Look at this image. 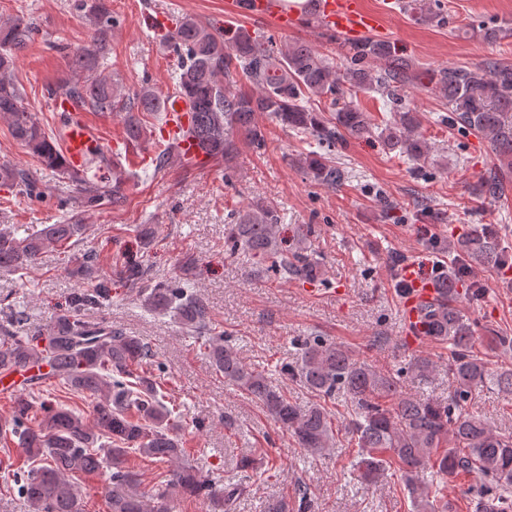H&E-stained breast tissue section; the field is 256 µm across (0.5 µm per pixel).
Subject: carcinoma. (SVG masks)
I'll use <instances>...</instances> for the list:
<instances>
[{
  "label": "carcinoma",
  "instance_id": "1",
  "mask_svg": "<svg viewBox=\"0 0 512 512\" xmlns=\"http://www.w3.org/2000/svg\"><path fill=\"white\" fill-rule=\"evenodd\" d=\"M76 6L94 27V35L72 59L82 77L65 89V95L78 104L88 102L100 112L128 113L127 138L137 141L142 132L140 115L164 111V97L145 84L129 99L117 80L98 73L114 25L109 0H76ZM402 8L420 21L445 24L440 0H409ZM33 30V23L20 17L0 23V118L8 121L13 138L29 154L66 175L85 203L118 207L125 200L122 184L99 175L104 159L93 157L81 168L68 166L56 137L25 106L14 69L17 54ZM162 44L179 58L172 74L174 91L188 98L189 132L210 158L231 157L239 138L262 148L265 137L255 117L267 113L282 126L312 137L318 150L301 158L302 168L321 185L340 186L345 171L337 165L333 148L348 135L363 137L376 128L351 96L374 91L391 106V119L382 132L387 149L414 162L423 161L428 145L417 133L419 118L405 102L406 87L417 80L448 100L452 127L485 138L498 161L496 169L512 174V66L487 61L472 68L419 73L394 46L372 38L344 43L346 63L339 66L309 45L279 48L269 37L252 35L243 28L220 32L191 16L162 34ZM239 75L250 89L238 86ZM313 96L343 100L333 124H324L303 105ZM0 181L40 200L47 197L37 178L24 170L1 165ZM278 230L274 211L257 204L229 225L227 246L233 253L252 256L280 278H309L316 269L305 247L312 227L294 228L295 246L289 255L278 240ZM84 232L83 224H45L18 238L1 229L0 270L26 274L49 246L71 247ZM461 247L468 254L502 264L512 261L496 251L481 232L461 240ZM95 274L90 255L69 270V275L87 280ZM117 275L140 289L149 310L171 313L187 330L205 335L215 371L239 391L258 399L299 447L313 454L332 447L340 428L330 410L321 404L302 408L270 385L262 371L240 358L225 332L216 330L208 303L192 289L180 284L152 285L137 263L121 267ZM458 282L450 275L442 277L441 298L419 306L426 325L422 339L451 345L448 401L402 391V375L428 378L436 368L431 359L417 356L403 370L384 373L346 347L318 336L301 340L300 362L288 373L323 399L345 396L350 406L345 430L355 444L360 481L373 483L397 464L404 471L414 512H448V501L430 500L415 476L425 471L438 477L464 475L471 481L468 493L474 498L475 512H512V434L498 433L486 421L464 412L475 392L493 381L512 394V369L494 375L475 351L476 325L455 306ZM106 299L102 288L76 294L70 309L53 317L45 336L16 335V318L0 326L1 378L30 364L50 368L23 379L20 388L8 394L10 418L0 420V435L15 437L25 452L23 464L12 473L17 493L34 512H82L75 477L105 467L110 469L106 488L110 512H172L176 494L205 496L222 512L224 503L234 501L245 489L237 485L217 489L184 462L185 450L176 436L181 424L149 370L154 366L163 371L151 347L143 338L129 336L104 320L80 315L82 309ZM55 379L67 384L71 394L92 399V420L84 419L64 401L44 398ZM130 452L170 463L169 479L141 489L140 475L125 465Z\"/></svg>",
  "mask_w": 512,
  "mask_h": 512
}]
</instances>
